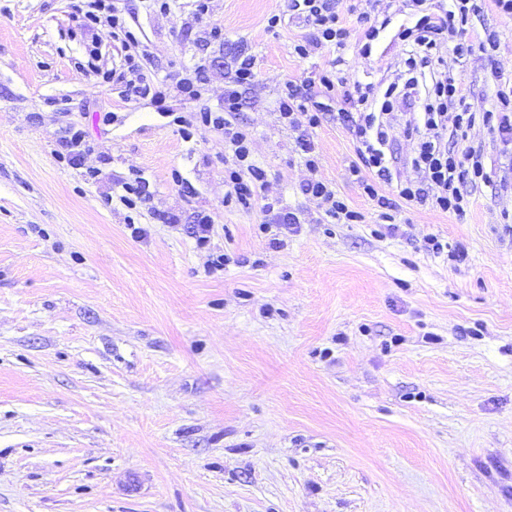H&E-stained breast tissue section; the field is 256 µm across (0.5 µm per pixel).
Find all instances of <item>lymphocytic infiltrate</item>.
Returning <instances> with one entry per match:
<instances>
[{
  "label": "lymphocytic infiltrate",
  "instance_id": "f902f5d3",
  "mask_svg": "<svg viewBox=\"0 0 512 512\" xmlns=\"http://www.w3.org/2000/svg\"><path fill=\"white\" fill-rule=\"evenodd\" d=\"M425 0H409L412 13L409 21L399 26L396 37L402 43L401 62L406 78L403 83H390L384 92H377L373 84L354 83L352 90L337 93L340 79L333 72L318 74V90L311 93L300 86L288 85L279 101L283 119L293 120L295 114H304L308 128L318 127L324 115L335 114L337 122L355 140L358 162L352 165L353 175L362 170L373 172L374 177L362 181L364 194L383 207V221L389 233H396L398 225L388 214V200L380 198L378 185L395 182L403 200L430 205L442 212L463 214L471 199V190L478 184L489 182L481 150L468 148L465 158H458L445 141L446 134H458L475 122H482L497 131L503 145L512 144V91L498 89L497 103L492 109L471 112L465 101L471 90L453 74L427 75L433 49L441 40H452L456 25L468 24L474 11L471 0H448L443 14L428 12ZM293 14L313 26L312 38L294 46L295 53L309 57L315 49L333 45L346 46L348 29L340 19L335 0H290ZM84 30L107 25L112 36L128 41L132 33L123 13L113 0H85L81 11ZM255 61L246 57L237 63L231 87L224 92V108L214 112L204 108L193 116L194 122L223 131L224 142L232 152L233 162L224 170V182L229 190L226 203L252 209L266 189L264 171L252 161L253 136L246 126L232 123L231 115L241 106L238 89L248 85L254 77ZM341 96L342 106L332 110L334 96ZM402 128L415 144L410 164L414 178H398L397 158L393 153L389 131ZM302 190L316 199L327 218L339 224H359L364 220L360 211L352 209L335 190L318 179L307 180Z\"/></svg>",
  "mask_w": 512,
  "mask_h": 512
}]
</instances>
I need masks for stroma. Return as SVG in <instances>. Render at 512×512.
<instances>
[{
    "label": "stroma",
    "instance_id": "35a3bbf8",
    "mask_svg": "<svg viewBox=\"0 0 512 512\" xmlns=\"http://www.w3.org/2000/svg\"><path fill=\"white\" fill-rule=\"evenodd\" d=\"M79 3L0 0V512H512V157L479 123L451 138L482 149L491 184L461 215L381 184L400 226L382 235L348 132L311 130V172L279 114L285 86L324 68L392 82L396 0L368 56L364 0H336L347 46L306 59L293 43L314 30L289 0H210L202 15L194 0L163 13L114 0L133 44L82 34ZM475 3L463 39L487 29L498 45L453 74L477 110L512 85V21ZM273 15L285 22L271 31ZM247 55L256 78L235 120L270 197L301 218L278 248L262 207L224 204L222 132L179 124L223 107ZM130 56L166 85V110L98 78ZM199 64L192 98L179 85ZM74 125L91 149L70 162ZM313 175L364 222H330L301 190ZM135 181L146 197L131 209ZM221 254L230 263L210 269Z\"/></svg>",
    "mask_w": 512,
    "mask_h": 512
}]
</instances>
